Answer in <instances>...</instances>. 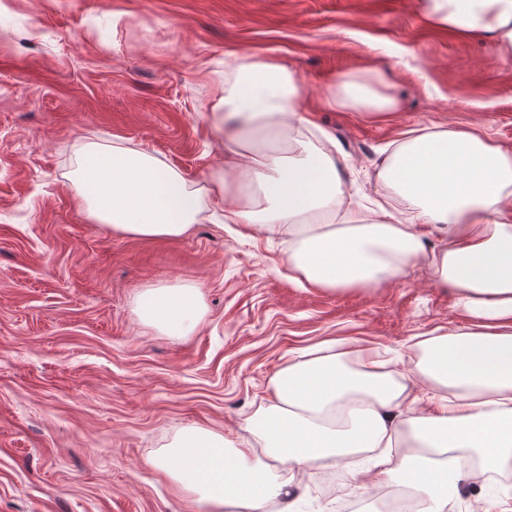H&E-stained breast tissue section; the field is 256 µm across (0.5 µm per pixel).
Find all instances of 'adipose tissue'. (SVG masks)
I'll list each match as a JSON object with an SVG mask.
<instances>
[{"label": "adipose tissue", "mask_w": 512, "mask_h": 512, "mask_svg": "<svg viewBox=\"0 0 512 512\" xmlns=\"http://www.w3.org/2000/svg\"><path fill=\"white\" fill-rule=\"evenodd\" d=\"M460 33H483L512 54V0H422ZM211 116L224 134V166L209 192L149 152L87 144L71 176L88 218L112 234L186 237L206 202L224 221L288 237V267L325 290L378 288L426 269L453 288L469 322L420 341L415 367L384 370L375 352L324 347L277 371L274 403L249 417L252 442L190 427L154 458L191 512H268L297 499L293 472L342 467L352 489L404 483L420 512H445L467 473L460 452L485 470L512 468V152L480 128L405 131L377 171L379 197L364 203L343 179L346 159L313 123L287 66L250 54L225 69ZM329 108L373 116L397 102L359 72L342 74ZM136 313L165 336L190 335L205 314L194 284L145 289ZM371 452L356 468L351 454Z\"/></svg>", "instance_id": "1"}]
</instances>
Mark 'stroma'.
Segmentation results:
<instances>
[{
  "label": "stroma",
  "instance_id": "stroma-1",
  "mask_svg": "<svg viewBox=\"0 0 512 512\" xmlns=\"http://www.w3.org/2000/svg\"><path fill=\"white\" fill-rule=\"evenodd\" d=\"M249 53L287 65L318 127L372 192L383 151L416 126L482 125L512 150V58L436 25L418 0H0V512H187L150 459L189 427L246 445L270 377L331 341L414 365L418 341L466 322L449 288L409 270L330 292L294 279L288 239L202 214L174 240L113 235L71 187L83 146L144 149L194 186L224 166L207 119L218 72ZM377 75L398 107L372 118L324 100ZM192 283L196 331L143 324L144 289ZM345 469L304 481L309 512H378ZM512 490L470 476L449 512Z\"/></svg>",
  "mask_w": 512,
  "mask_h": 512
}]
</instances>
